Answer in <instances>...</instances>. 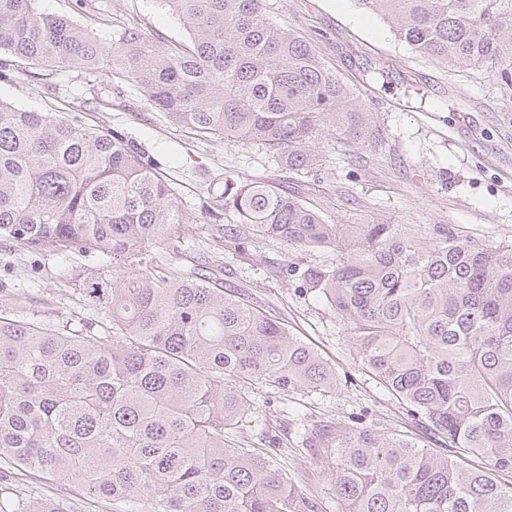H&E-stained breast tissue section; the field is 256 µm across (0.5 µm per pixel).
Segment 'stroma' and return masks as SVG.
<instances>
[{
	"instance_id": "35a3bbf8",
	"label": "stroma",
	"mask_w": 512,
	"mask_h": 512,
	"mask_svg": "<svg viewBox=\"0 0 512 512\" xmlns=\"http://www.w3.org/2000/svg\"><path fill=\"white\" fill-rule=\"evenodd\" d=\"M265 5L269 19L312 43L330 72L385 119V140L374 148L355 147L329 130L313 141L324 158L323 171L304 191L327 219L363 224L382 217L396 224L445 225L487 245L512 241V92L503 89L497 76L416 55L387 22L356 0H265ZM35 7L91 25L107 38L127 26L164 46L188 37L158 0H35ZM380 67L386 79L372 81ZM415 81L429 85L428 97L419 101L418 111H399L390 87ZM0 100L124 134L142 147L193 210L223 191L228 174L254 181L297 180L261 147L202 138L173 125L136 87L113 85L102 71L19 66L0 78ZM178 236L204 274L221 279L225 287L255 293L294 336L336 368L334 388L308 394L261 388L253 396L250 445L269 448L275 465L303 493L327 512H338L334 461L305 447V429L327 422L345 425L358 415L379 431L436 447L421 417L361 370L350 330L305 285L307 266L334 262L333 252L252 238V261L243 263L226 253L217 263L218 243L210 225H181ZM105 266L96 253L59 257L0 241V289L27 311L61 316L75 311V277Z\"/></svg>"
}]
</instances>
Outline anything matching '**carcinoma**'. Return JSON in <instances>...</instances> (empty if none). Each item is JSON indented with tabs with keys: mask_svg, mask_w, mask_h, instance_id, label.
Wrapping results in <instances>:
<instances>
[{
	"mask_svg": "<svg viewBox=\"0 0 512 512\" xmlns=\"http://www.w3.org/2000/svg\"><path fill=\"white\" fill-rule=\"evenodd\" d=\"M34 0H0V53L35 67L104 70L135 85L174 125L255 143L281 168L317 178L312 149L328 129L361 146L382 140L377 113L313 45L266 16L264 0H161L188 33L166 49L136 28L118 45ZM412 52L484 67L512 90V0H357ZM215 207L224 250L249 260L248 235L331 265L308 288L350 328L361 368L448 440L425 448L370 426H325L306 447L333 454L340 512H512V243L460 239L444 226L336 224L296 187L224 176ZM176 190L132 141L0 103V239L57 254L94 251L81 309L57 323L0 306V488L39 473L112 512H321L272 457L237 433L251 394L317 392L336 368L291 336L253 293L152 248L194 224ZM487 461L481 471L466 456ZM0 512H73L40 498Z\"/></svg>",
	"mask_w": 512,
	"mask_h": 512,
	"instance_id": "carcinoma-1",
	"label": "carcinoma"
}]
</instances>
